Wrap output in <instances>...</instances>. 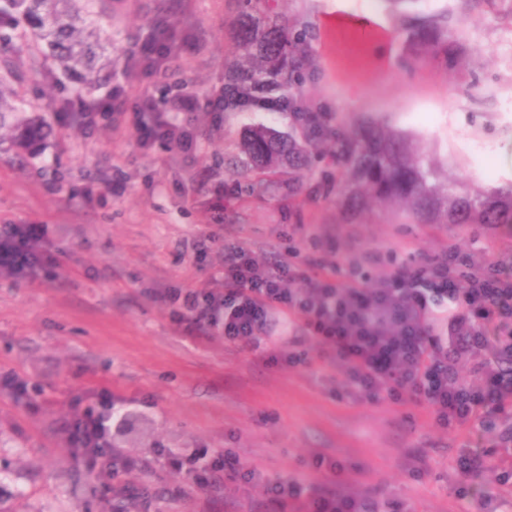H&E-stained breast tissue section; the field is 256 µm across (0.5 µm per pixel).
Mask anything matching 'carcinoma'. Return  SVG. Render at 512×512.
<instances>
[{
    "mask_svg": "<svg viewBox=\"0 0 512 512\" xmlns=\"http://www.w3.org/2000/svg\"><path fill=\"white\" fill-rule=\"evenodd\" d=\"M112 0H0V153L34 155L48 138L44 122L16 87L15 61L26 51L49 58L60 78L76 75L87 90L105 84L111 72L112 35L105 25ZM237 58L224 69V111L286 112L293 125L306 111L293 92L295 78L310 67L307 31H295L269 0H240ZM403 48L418 59L453 71L465 55L461 29L448 18L421 13L403 15ZM337 160L348 176L345 202L364 210L375 202L391 207L406 224H485L512 228V182L484 190L452 176L420 145L419 137L386 122L366 120L345 132L330 129ZM317 142L310 135L258 126L242 143L241 167L249 171L292 170L309 165Z\"/></svg>",
    "mask_w": 512,
    "mask_h": 512,
    "instance_id": "cac0c4a2",
    "label": "carcinoma"
}]
</instances>
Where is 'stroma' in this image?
<instances>
[{
	"instance_id": "1",
	"label": "stroma",
	"mask_w": 512,
	"mask_h": 512,
	"mask_svg": "<svg viewBox=\"0 0 512 512\" xmlns=\"http://www.w3.org/2000/svg\"><path fill=\"white\" fill-rule=\"evenodd\" d=\"M309 30L312 67L295 91L331 126L354 129L386 118L418 134L450 173L482 187L512 181V0H422L463 30L466 64L456 73L410 59L387 0H274ZM237 0H112V78L126 105L142 94L178 91L206 101L224 84L235 52ZM180 48L150 74L124 70L125 58L158 31ZM21 87L53 134L42 154L19 164L0 157V225L44 224L51 272L0 277V377L13 373L40 405L30 412L0 388V512H112L111 484L67 448L60 424L74 397L111 386L124 399L125 425L110 421L117 448L133 458L153 448H223L254 469L261 484L233 497L201 494L174 472L135 469L122 480L148 489L128 512H253L263 482L331 481L315 471L319 452L343 465L342 483L387 500V512H512L502 486L498 428L450 431L412 401L358 399L320 357L275 366L223 336L181 335L155 288H194L219 276L224 246L241 244L258 262L292 253L305 269L338 262L346 248L374 249L381 263L362 269L375 283L404 262L425 264L449 244L458 261L482 266L512 260V231L483 224H395L376 205L343 204L342 171L331 144L319 141L311 168L257 173L239 167L244 132L259 125L286 132L284 112L180 114L198 148L169 162L163 143L144 149L131 125L86 137L59 118L78 84L58 83L47 60L21 63ZM120 162L125 190L99 199L100 176ZM210 168L215 187L191 192L188 171ZM335 249L313 243L323 231ZM211 236L204 263L193 239ZM485 450L473 478L454 468L460 455Z\"/></svg>"
}]
</instances>
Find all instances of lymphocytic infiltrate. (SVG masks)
Segmentation results:
<instances>
[{
  "label": "lymphocytic infiltrate",
  "instance_id": "lymphocytic-infiltrate-1",
  "mask_svg": "<svg viewBox=\"0 0 512 512\" xmlns=\"http://www.w3.org/2000/svg\"><path fill=\"white\" fill-rule=\"evenodd\" d=\"M199 105L195 95L181 91L160 101L142 99L127 113L114 91L92 101L71 100L63 112L89 134L123 114L138 131L142 147L162 141L172 150L191 153L198 141L177 116ZM377 259L370 251L346 257L349 282L341 285L335 265L301 274L280 257L257 264L244 247L234 245L224 250V271L216 285L167 288L158 299L186 335L216 333L243 351L257 350L276 322L284 321L289 348L270 355V362H303L297 345L316 341L349 392L371 398L383 394L394 402L410 398L426 406L440 428L468 427L491 412L512 418V263L489 270L464 268L443 254L413 270L399 266L378 285L366 286L357 270ZM463 363L476 377L472 385L456 378ZM92 396L89 403L75 398V411L62 431L88 470L113 478L137 462L111 443L107 422L119 396L108 387ZM152 461L182 473L201 491L220 486L234 494L255 480L236 455L221 449L159 447ZM265 494L258 512H283L293 500L307 501L309 512L385 508L371 494L289 478L266 483Z\"/></svg>",
  "mask_w": 512,
  "mask_h": 512
}]
</instances>
